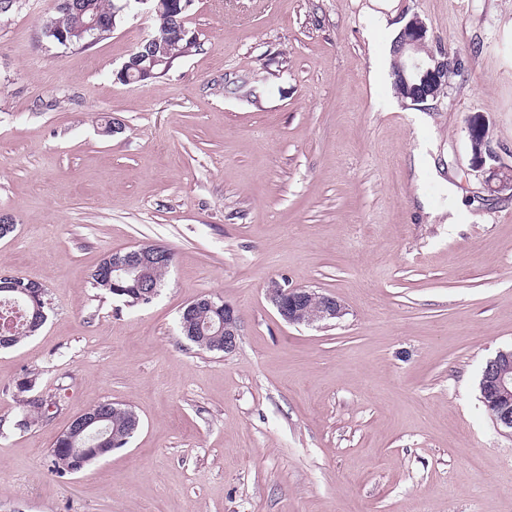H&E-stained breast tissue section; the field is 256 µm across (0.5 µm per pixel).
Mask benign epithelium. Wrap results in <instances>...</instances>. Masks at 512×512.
Returning <instances> with one entry per match:
<instances>
[{
  "label": "benign epithelium",
  "instance_id": "1",
  "mask_svg": "<svg viewBox=\"0 0 512 512\" xmlns=\"http://www.w3.org/2000/svg\"><path fill=\"white\" fill-rule=\"evenodd\" d=\"M191 0H119L116 13L137 9L145 12L146 17L153 19L169 10L180 15L174 30L155 28L143 40L146 46L154 48L165 47L168 38L177 35L188 42L196 40V35L185 26L186 16ZM115 27L98 15L76 31L57 32L59 45L70 48L75 41L84 40L94 43L106 36V32ZM400 48L396 55V66L405 86L406 92L416 95L421 100L439 97L438 90L448 79L446 63L448 54L440 56L429 55L423 59L418 52L426 44L427 27L416 15L412 16L401 28L398 34ZM468 138L471 147V166L486 174V183L497 181L495 189L499 192L512 191V182L501 177L502 165L497 152L493 148V138L490 126L483 119H474L468 125ZM166 255L153 250L147 245H140L123 254L112 255V281L132 279L139 286L150 283V272L162 263ZM267 297L277 309L281 318L291 325H311L313 320L307 315L309 305L318 303L317 320L326 322L344 315V306L337 297L320 293L309 288H286L273 281L267 288ZM240 336V317L234 307L224 305V352H233ZM482 385L494 396L507 397L512 393V350L498 351L496 356L487 362L484 370ZM492 418L497 427L512 432V407L505 404L496 406Z\"/></svg>",
  "mask_w": 512,
  "mask_h": 512
}]
</instances>
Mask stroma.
Returning <instances> with one entry per match:
<instances>
[{
  "label": "stroma",
  "instance_id": "1",
  "mask_svg": "<svg viewBox=\"0 0 512 512\" xmlns=\"http://www.w3.org/2000/svg\"><path fill=\"white\" fill-rule=\"evenodd\" d=\"M54 13L0 14V273L42 283L48 316L0 349V512H512V433L479 392L512 348V193L467 132L486 119L512 166V0H193L197 51L138 83L115 74L145 15L66 49ZM415 15L464 60L428 109L388 60ZM141 243L174 254L152 303L92 287ZM273 281L345 314L289 325ZM205 296L240 313L232 353L179 331ZM27 376L56 407L21 432ZM105 400L138 431L55 477L56 437ZM468 138L471 147V166L486 174L485 182L489 186L497 181L498 192L512 191V182L501 177L502 165L497 152L493 148L490 126L483 119H474L468 125Z\"/></svg>",
  "mask_w": 512,
  "mask_h": 512
}]
</instances>
